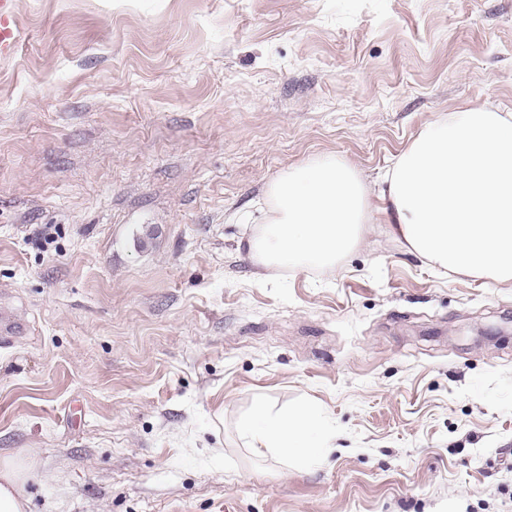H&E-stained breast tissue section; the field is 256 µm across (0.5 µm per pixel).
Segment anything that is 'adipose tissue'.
<instances>
[{"instance_id":"obj_1","label":"adipose tissue","mask_w":512,"mask_h":512,"mask_svg":"<svg viewBox=\"0 0 512 512\" xmlns=\"http://www.w3.org/2000/svg\"><path fill=\"white\" fill-rule=\"evenodd\" d=\"M266 206L238 245L273 273L332 271L373 221V200L393 237L427 266L512 282V111L467 108L430 123L366 183L332 156L291 167L266 186ZM244 435L254 453L316 458L331 436L305 408L258 409ZM23 452L0 458V512H27Z\"/></svg>"}]
</instances>
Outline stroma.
Segmentation results:
<instances>
[{
	"label": "stroma",
	"mask_w": 512,
	"mask_h": 512,
	"mask_svg": "<svg viewBox=\"0 0 512 512\" xmlns=\"http://www.w3.org/2000/svg\"><path fill=\"white\" fill-rule=\"evenodd\" d=\"M0 61V455L30 512H512V283L383 220L335 272L239 250L288 168L382 176L512 109V0H18ZM498 327L487 341L480 330ZM334 433L258 457V403Z\"/></svg>",
	"instance_id": "35a3bbf8"
}]
</instances>
